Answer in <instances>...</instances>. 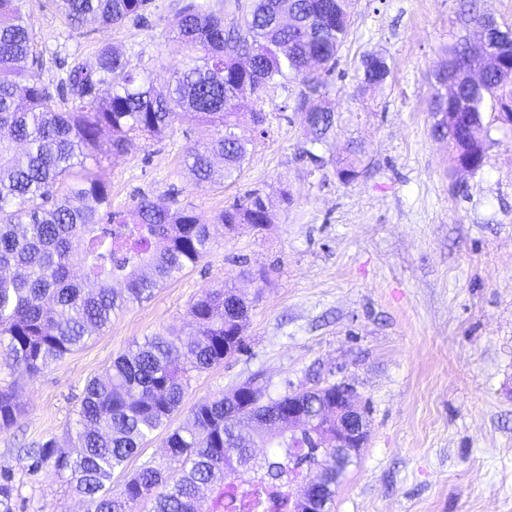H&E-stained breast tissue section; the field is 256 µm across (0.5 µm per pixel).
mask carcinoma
<instances>
[{
    "label": "carcinoma",
    "instance_id": "1",
    "mask_svg": "<svg viewBox=\"0 0 512 512\" xmlns=\"http://www.w3.org/2000/svg\"><path fill=\"white\" fill-rule=\"evenodd\" d=\"M25 0H0V353L29 376L42 373L99 334L112 317L198 264L212 245L210 226L230 230L272 223L262 195L253 190L217 217L175 208L162 198L143 197L130 211L112 209L110 191L87 166L125 153L137 136L162 137L179 118L194 114L202 140L186 157L195 184L234 180L243 170L252 138L239 131L237 115L254 106L263 122L262 93L298 80L303 90L295 110L304 114L312 170L335 124L327 99V76L336 68L350 29V0H250L242 22L224 26V0H176L168 31L182 47L184 64L162 85L138 72L112 48L97 51L95 64L76 61L60 79L55 96L37 71L43 50L24 10ZM68 25H120L142 17L149 0H54ZM479 33L473 42L448 46L443 67L455 94L443 107L437 93L430 112H462L468 122L451 128L436 121L434 136L448 142L454 168L464 160L483 166L490 142L486 112L512 103V31L495 30L491 16L468 3ZM361 86L383 88L392 62L371 52L361 59ZM106 83L101 97L97 86ZM112 138L105 142L102 132ZM361 149L338 170L348 183L359 174ZM79 264L82 274L74 275ZM123 283L116 291L114 281ZM254 299L247 289L205 288L189 308L194 331L187 343L147 336L112 360L104 375L87 381L69 446L51 437L25 448L28 470L50 466L73 484L89 512H203L201 492L217 495L211 512H279L293 509V482L307 477L329 483L330 512L336 477L350 461L324 458L318 436L328 419L296 433L288 426V400L272 397L249 377L231 391L189 407L182 422L187 373L204 371L245 350L243 332ZM15 393L0 389V429L20 416ZM165 430L167 466L142 463L112 488L142 443ZM273 449L257 456L254 449ZM77 452H72V449ZM18 490L0 474V512H16Z\"/></svg>",
    "mask_w": 512,
    "mask_h": 512
}]
</instances>
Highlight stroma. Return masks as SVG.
<instances>
[{
  "label": "stroma",
  "mask_w": 512,
  "mask_h": 512,
  "mask_svg": "<svg viewBox=\"0 0 512 512\" xmlns=\"http://www.w3.org/2000/svg\"><path fill=\"white\" fill-rule=\"evenodd\" d=\"M173 0H150L146 18L75 30L53 0H28L43 49L41 80L53 86L74 58L114 46L165 82L181 66L167 31ZM463 0H352L351 28L328 79L336 125L310 173L292 81L264 94V133L239 179L195 186L186 150L202 126L183 116L165 136L133 139L95 173L113 207L140 197L214 217L259 190L273 222L263 229L211 227L210 252L153 297L37 378L0 360V385L24 408L0 430V472L20 494L19 512H86L65 479L33 474L20 444L64 440L84 386L134 342L189 339V307L202 289L264 275L244 333L246 350L192 372L185 405L262 373L271 395L325 382L351 385L371 433L332 512H512V129L496 113L483 167L450 172L448 146L432 134L433 73L448 42L472 35ZM380 51L394 68L384 90L360 91V59ZM362 172L337 175L348 147Z\"/></svg>",
  "instance_id": "35a3bbf8"
}]
</instances>
